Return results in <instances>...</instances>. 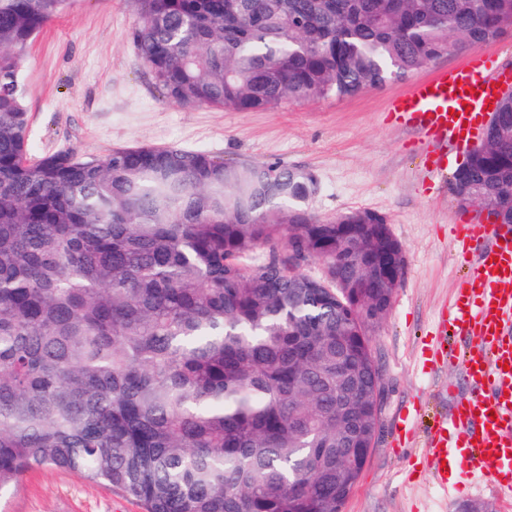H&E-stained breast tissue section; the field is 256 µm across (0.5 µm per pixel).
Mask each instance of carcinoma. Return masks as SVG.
I'll return each mask as SVG.
<instances>
[{
    "instance_id": "cac0c4a2",
    "label": "carcinoma",
    "mask_w": 512,
    "mask_h": 512,
    "mask_svg": "<svg viewBox=\"0 0 512 512\" xmlns=\"http://www.w3.org/2000/svg\"><path fill=\"white\" fill-rule=\"evenodd\" d=\"M136 3L159 93L241 112L352 98L512 35V0ZM65 5L0 0V490L54 466L145 512H341L375 440L368 327L401 243L373 210L318 216L316 176L278 162L30 159L20 68ZM497 112L451 185L512 224V95ZM290 247L339 280L289 267ZM359 251L385 275L357 274Z\"/></svg>"
}]
</instances>
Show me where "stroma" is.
Returning <instances> with one entry per match:
<instances>
[{"label": "stroma", "instance_id": "stroma-1", "mask_svg": "<svg viewBox=\"0 0 512 512\" xmlns=\"http://www.w3.org/2000/svg\"><path fill=\"white\" fill-rule=\"evenodd\" d=\"M134 0H67L35 36L21 71L29 108L30 156L62 149L105 156L147 145L202 149L226 162H278L312 171L309 202L333 218L356 208L384 214L406 263L391 309L371 336L381 373L374 445L342 512H456L467 502L512 512V493L480 473L441 481L424 450L430 422L448 411V395L467 397L461 349L438 326L467 268L448 236L455 219L473 217L452 195L464 151L448 153L443 176L425 174L417 135L388 112L408 80L394 79L348 99L285 103L260 112L184 107L163 98L138 59L129 32ZM0 512H144L111 487L56 467L27 472L0 492Z\"/></svg>", "mask_w": 512, "mask_h": 512}]
</instances>
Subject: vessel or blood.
<instances>
[{
    "instance_id": "obj_1",
    "label": "vessel or blood",
    "mask_w": 512,
    "mask_h": 512,
    "mask_svg": "<svg viewBox=\"0 0 512 512\" xmlns=\"http://www.w3.org/2000/svg\"><path fill=\"white\" fill-rule=\"evenodd\" d=\"M511 86L512 72L478 51L464 68H443L414 81L390 111L425 144L426 169L435 177L446 170L449 149L468 147L481 136ZM450 232L469 270L441 326L469 341L448 361L459 366L473 393L435 422L426 448L439 475L456 461L461 473L479 470L512 490V228L470 219L451 225Z\"/></svg>"
}]
</instances>
